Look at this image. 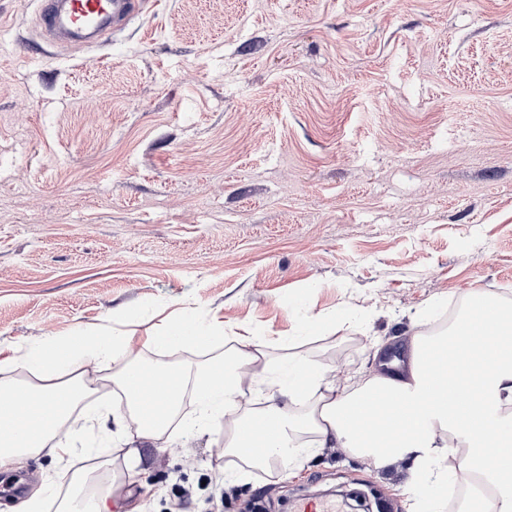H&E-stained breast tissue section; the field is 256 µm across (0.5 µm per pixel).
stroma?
<instances>
[{
    "mask_svg": "<svg viewBox=\"0 0 512 512\" xmlns=\"http://www.w3.org/2000/svg\"><path fill=\"white\" fill-rule=\"evenodd\" d=\"M40 8L0 0L1 354L190 310L276 360L319 315L294 350L353 385L472 290L512 300V0H145L88 51ZM100 404L70 458L0 469V512L76 472L135 512H416L410 460L322 448L234 483L221 434L114 441Z\"/></svg>",
    "mask_w": 512,
    "mask_h": 512,
    "instance_id": "stroma-1",
    "label": "stroma"
}]
</instances>
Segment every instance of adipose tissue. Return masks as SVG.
<instances>
[{"label":"adipose tissue","mask_w":512,"mask_h":512,"mask_svg":"<svg viewBox=\"0 0 512 512\" xmlns=\"http://www.w3.org/2000/svg\"><path fill=\"white\" fill-rule=\"evenodd\" d=\"M223 333V322L204 327L185 312L145 338L118 335L102 325L0 358V426L21 425L28 431L24 438L0 433V467L46 447L61 460L72 455L75 439L63 424L97 385L82 368L109 357L120 364L112 382L125 393L128 410L94 413L103 433L169 447L174 440L170 427L189 390L198 404L195 428H223L225 454L241 462L231 481L246 480L251 469L268 460L290 459L298 452L299 436L310 433L316 447L343 448L379 467L411 458L415 475L427 486L442 481L436 463L453 438L467 449L456 480L479 472L498 489L492 512H512V471L492 464L496 458L512 460L511 304L472 291L450 328L415 336L405 361L387 364L353 390L327 382L325 367L302 356L271 362L258 336L235 337L197 376L143 358L147 351L204 348ZM19 365L28 371L29 382L11 378ZM136 376L146 386L129 390ZM246 386L261 395L260 409L241 407ZM376 395L382 396V405H374ZM257 426L271 430L263 440L264 453L242 454L244 432Z\"/></svg>","instance_id":"adipose-tissue-1"}]
</instances>
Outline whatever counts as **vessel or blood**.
I'll use <instances>...</instances> for the list:
<instances>
[{
	"instance_id": "1",
	"label": "vessel or blood",
	"mask_w": 512,
	"mask_h": 512,
	"mask_svg": "<svg viewBox=\"0 0 512 512\" xmlns=\"http://www.w3.org/2000/svg\"><path fill=\"white\" fill-rule=\"evenodd\" d=\"M140 6V0H43L40 20L54 40L85 47L111 38Z\"/></svg>"
}]
</instances>
